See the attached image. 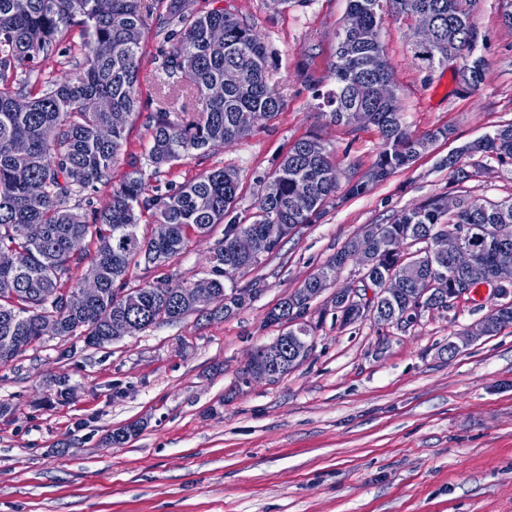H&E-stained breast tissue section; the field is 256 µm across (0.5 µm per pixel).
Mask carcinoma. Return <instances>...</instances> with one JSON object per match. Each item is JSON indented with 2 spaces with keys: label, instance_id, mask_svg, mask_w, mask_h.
<instances>
[{
  "label": "carcinoma",
  "instance_id": "obj_1",
  "mask_svg": "<svg viewBox=\"0 0 512 512\" xmlns=\"http://www.w3.org/2000/svg\"><path fill=\"white\" fill-rule=\"evenodd\" d=\"M479 0H349L348 11L361 16L359 32L336 31L331 85L313 73L305 83L318 106L330 109L334 122L350 124L351 112H366L378 127L381 146L368 173L381 182L409 167L420 154L419 140L404 124L398 98L386 95L381 80L389 75L381 44V29L390 16H431L435 40L416 49L415 56L430 69L448 64V53L465 63L475 50L474 12ZM165 8L163 41L172 43L161 55L164 102L148 117L150 139L147 162L151 177L133 166L117 183L112 170L123 149L129 121L139 115L137 87L142 65V39L148 20ZM89 33L79 53L66 46L70 31ZM107 43L111 53L101 56ZM56 56L68 57L75 74L50 80L47 88L28 90L30 77ZM269 55L253 28L229 10L217 6L203 14L187 15L181 0H0V365L13 361L44 336L84 337L89 346L108 342L116 318L137 324L143 332L176 322L191 311L232 315L246 302V294L224 282L225 271L259 263L284 239L281 225L310 224L335 196L340 180L334 150L317 135L297 140L283 156L247 218H224L238 199L234 174L216 169L164 194L151 192L150 179L163 169L222 148L249 135L261 120H272L284 107L279 90L267 81ZM491 152L512 160V123L448 158L459 182L471 178L465 157ZM308 184L310 195L299 203L295 188ZM102 184L111 188L109 205L92 214L79 212L72 202L81 192ZM453 213L442 198H431L390 224H379L371 255L363 265L361 282L380 288L395 280L394 297L383 303L382 324H410L418 296L432 281L448 287L463 269L451 258L427 250L435 238L468 224L479 235L467 240L471 259L491 274L512 261V238L485 241L501 224H512V198L488 202L468 196ZM167 228L164 236L140 229L143 213ZM224 224V238L210 251L211 269L203 304L191 288L179 299L164 280L126 289L127 307L115 284L124 281L130 265L160 267L181 254L190 234L203 235ZM240 234L253 236L257 252L242 255L233 249ZM403 238L416 247L412 256L395 253L390 241ZM95 244L89 278L100 297L77 310L78 283L68 286L72 270L84 261L74 244ZM353 242L336 252L267 316L271 322L313 328L303 321L310 289L333 281L352 260Z\"/></svg>",
  "mask_w": 512,
  "mask_h": 512
}]
</instances>
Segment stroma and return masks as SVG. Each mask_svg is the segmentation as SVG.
Here are the masks:
<instances>
[{
	"label": "stroma",
	"instance_id": "1",
	"mask_svg": "<svg viewBox=\"0 0 512 512\" xmlns=\"http://www.w3.org/2000/svg\"><path fill=\"white\" fill-rule=\"evenodd\" d=\"M243 18L271 52L267 78L282 112L245 138L163 174L181 185L224 168L239 182L235 216L253 212L264 181L296 140L317 134L336 150L342 179L374 163L376 127L344 126L318 107L304 71L324 76L336 52L347 0H187ZM503 0H480L478 90L455 65L432 70L414 57L413 19L381 31L402 117L418 138L439 127L410 168L361 196H337L312 224L297 227L260 263L236 276L251 300L224 318L181 320L101 346L51 336L0 366V512H512V325L454 356L450 337L485 317L486 288L446 310L421 311L401 328L365 319L340 326L325 290L305 316L314 348L287 376L245 379L258 347L280 336L269 311L367 225L388 224L435 196L512 198V164L475 156V177L456 182L448 155L512 123V28ZM139 100L114 169L148 146L144 117L158 107L156 56L165 45L150 19ZM214 225L191 237L166 265L131 267L128 287L171 286L210 275L206 257L223 237ZM119 443L110 437L130 424Z\"/></svg>",
	"mask_w": 512,
	"mask_h": 512
}]
</instances>
